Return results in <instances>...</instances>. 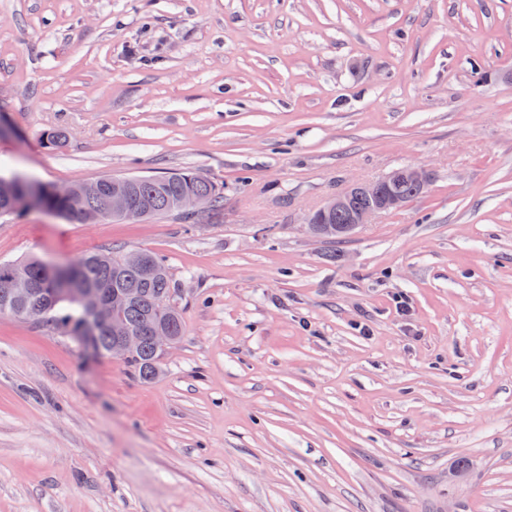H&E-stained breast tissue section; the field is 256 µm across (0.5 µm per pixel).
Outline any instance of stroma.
I'll return each instance as SVG.
<instances>
[{"instance_id": "stroma-1", "label": "stroma", "mask_w": 512, "mask_h": 512, "mask_svg": "<svg viewBox=\"0 0 512 512\" xmlns=\"http://www.w3.org/2000/svg\"><path fill=\"white\" fill-rule=\"evenodd\" d=\"M185 169L222 216L0 217L2 261L159 254L186 324L145 381L0 317V512H512V0H0V175ZM431 175V170L424 166H403L380 179L355 182L344 192L328 197L320 208L313 211L307 219L308 229L310 230V224H314L315 235L333 244L344 243L346 239L336 240V225L343 223V216L338 218V224L336 218L346 209L350 196L358 194L366 197L369 202L345 221L344 226L348 228L349 234L362 224L372 223L377 215L396 210L406 203L403 196L393 188L405 182L414 189L420 190L429 183ZM405 183L400 186V192L409 198L407 202L422 193L421 191L411 196L410 189ZM326 214H334L328 217V224L324 223Z\"/></svg>"}]
</instances>
